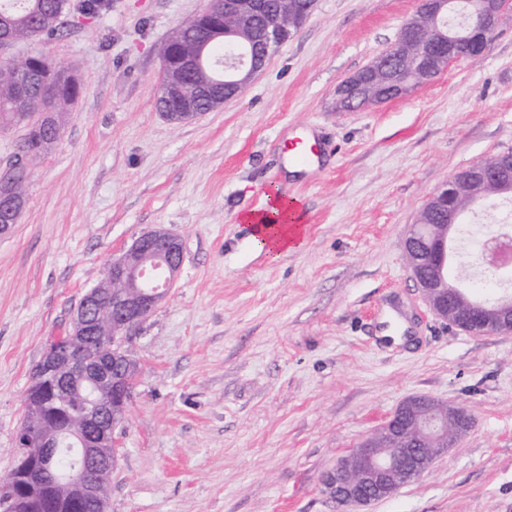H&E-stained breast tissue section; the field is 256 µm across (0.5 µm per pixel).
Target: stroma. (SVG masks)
<instances>
[{"label": "stroma", "instance_id": "stroma-1", "mask_svg": "<svg viewBox=\"0 0 512 512\" xmlns=\"http://www.w3.org/2000/svg\"><path fill=\"white\" fill-rule=\"evenodd\" d=\"M209 0H108L45 54L77 95L0 236V477L14 465L33 367L113 254L161 225L180 277L137 330L139 366L109 512H348L322 474L408 397L463 406L469 432L366 512H512V334L425 308L403 241L461 168L512 150V12L476 57L408 96L336 111L337 83L397 39L416 0H317L236 99L186 124L157 108L161 53ZM310 134L320 167L284 172ZM297 199L304 245L259 251L241 214ZM407 330L382 341L388 313Z\"/></svg>", "mask_w": 512, "mask_h": 512}]
</instances>
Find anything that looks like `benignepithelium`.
Here are the masks:
<instances>
[{
	"label": "benign epithelium",
	"instance_id": "1",
	"mask_svg": "<svg viewBox=\"0 0 512 512\" xmlns=\"http://www.w3.org/2000/svg\"><path fill=\"white\" fill-rule=\"evenodd\" d=\"M266 0H210L209 5L190 19L194 30L206 36L205 44L238 36L246 23L265 13ZM316 0H309L300 11H292L288 22L279 14L265 21L261 35L246 40L239 49L224 50L207 60L203 53L183 50L173 40L163 48L160 94L181 104L180 112H165L171 123L194 121L201 113L194 111L196 102L213 97L224 104L238 96L241 87L262 71L280 46L297 32L312 14ZM509 0H470L468 22L459 27L448 19L445 41L431 45L422 36L438 30L439 17L451 14L452 0H418L415 14L399 32L400 56L413 62L415 77L409 69L374 58L364 69L342 79L335 88L336 110L364 99L370 88L383 87L386 93L365 106L387 103L408 95L412 89L434 80L448 64L461 57L459 46L466 41L467 56L483 53L484 33L498 29L508 9ZM219 75L187 85L173 75L205 73L206 66ZM466 185L469 205L487 197V189L497 186L498 193H512V169L507 154L474 163L441 185L426 204L428 210L448 217L446 224L411 225L404 241V256L409 270L430 312L456 328L474 335L512 333V294L505 292L493 299L470 298L464 292L448 288V242L461 217L455 200L462 193L457 185ZM182 240L163 227L149 230L119 255L112 257L102 283L90 289L72 314V331L62 343L51 342L41 362V373L31 381L50 394L49 402L66 417H79L84 429L76 432L70 426H42L17 438L22 452L17 464L4 477L12 499L30 496L42 484V476H55L62 498L71 503L102 498V492L88 471L93 466L108 469L117 460L118 421L112 412L125 409L132 400L130 387L112 377L98 362L86 355L90 337L108 341L105 353L117 358L123 346L112 337V324L121 321L124 335L131 336L142 325L145 313L155 310L176 283L182 266ZM483 265L505 270L512 264V245L490 240L482 254ZM121 287L112 293L118 305L112 316L105 318L92 311L93 301L105 296V282ZM471 416L460 406H439L429 396H413L405 400L379 428L368 435L349 455L322 477L325 494L348 507H366L391 497L397 489L426 473L433 461L423 444L438 440L454 446L470 429ZM77 446L78 460L68 470L58 469L56 462L61 447Z\"/></svg>",
	"mask_w": 512,
	"mask_h": 512
}]
</instances>
